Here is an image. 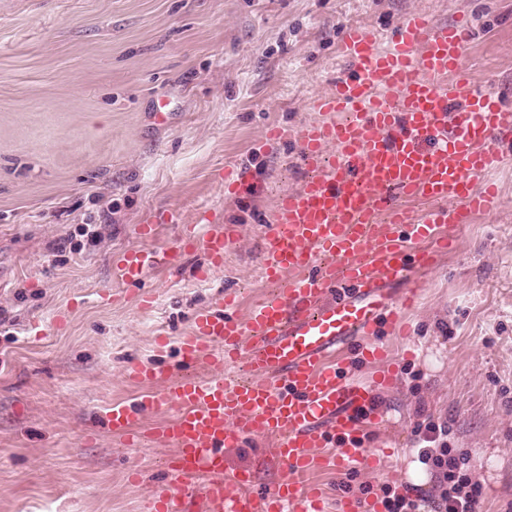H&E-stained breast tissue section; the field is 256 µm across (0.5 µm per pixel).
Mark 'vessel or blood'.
Wrapping results in <instances>:
<instances>
[{"label": "vessel or blood", "instance_id": "vessel-or-blood-1", "mask_svg": "<svg viewBox=\"0 0 512 512\" xmlns=\"http://www.w3.org/2000/svg\"><path fill=\"white\" fill-rule=\"evenodd\" d=\"M469 38L468 25L437 24L420 12L383 47L373 32L346 26L340 53L355 73L339 77L331 95L310 98L322 120L296 133L268 131L272 144L298 138L312 170L279 199L267 226L263 274L281 291L242 320L231 314L235 295L219 294L179 338L176 375L131 366L128 380L157 391L140 407L115 404L105 415L112 433L131 442L140 411L168 416L159 440L174 454L148 512H194L200 476L204 512H324L310 484L315 471L385 466V455L364 450L361 440L381 422L373 404L389 378H351L345 354L388 358L376 329L399 324L416 297L410 275L431 269L447 250L448 225L495 205L494 188L479 192L475 182L499 161L498 142L512 138V105L465 73ZM328 149L333 159H325ZM414 201L428 203L427 212L413 214ZM197 221L208 232L177 249L127 252L123 279L138 281L146 268L196 250L208 262L194 276L207 279L238 231L208 207ZM201 366L207 376L198 375ZM256 437L272 440L286 470L264 492L253 477L224 471L225 449Z\"/></svg>", "mask_w": 512, "mask_h": 512}]
</instances>
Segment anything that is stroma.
I'll list each match as a JSON object with an SVG mask.
<instances>
[{"label":"stroma","instance_id":"stroma-1","mask_svg":"<svg viewBox=\"0 0 512 512\" xmlns=\"http://www.w3.org/2000/svg\"><path fill=\"white\" fill-rule=\"evenodd\" d=\"M412 12L467 21L468 74L512 104V0H0V512H144L173 450L157 440L161 414L141 413L132 445L102 424L145 393L128 366L169 371L194 312L227 291L241 319L270 293L265 221L309 168L297 140L266 144L268 126L317 120L307 98L351 71L337 51L345 24L383 33ZM500 149L497 207L449 227L454 244L413 274L403 330L378 329L389 359L346 357L359 380L393 372L377 394L384 424L364 436L392 450L389 468L357 471L352 495H432L414 433L427 414L468 454L484 512L512 504V145ZM227 168L257 195L225 196ZM204 204L238 230L208 282L193 276L198 251L175 271L121 278L127 251L172 249ZM224 465L260 488L285 474L259 439Z\"/></svg>","mask_w":512,"mask_h":512}]
</instances>
